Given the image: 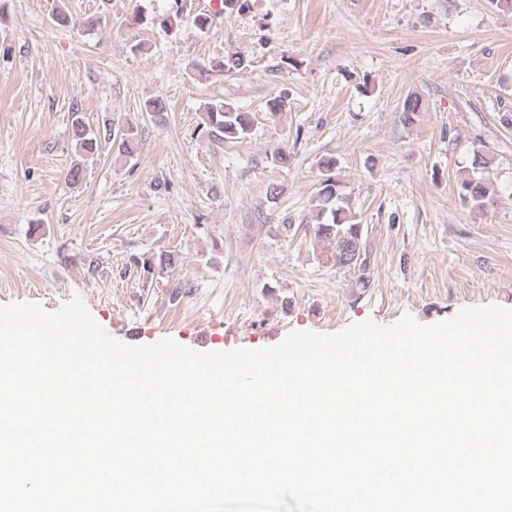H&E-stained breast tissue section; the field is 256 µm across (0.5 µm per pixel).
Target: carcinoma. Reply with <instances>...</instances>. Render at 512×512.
<instances>
[{
	"mask_svg": "<svg viewBox=\"0 0 512 512\" xmlns=\"http://www.w3.org/2000/svg\"><path fill=\"white\" fill-rule=\"evenodd\" d=\"M183 19L180 0H173L169 11L158 19L160 26L171 29ZM52 21L57 24L82 26L87 31L94 30L96 20L82 23L72 19L63 8L52 14ZM252 60L242 51L227 52L221 57L210 60L212 72H239L251 66ZM428 105L416 93H410L402 103L400 118L406 127L418 124ZM72 119V136L75 140L76 155L66 178L77 184L82 181L89 160L100 154L101 148L108 145L117 150L118 157L128 161L135 154L138 145L139 126L130 121L116 126L111 120L92 127L87 124L80 112H74ZM252 130V118L231 103L224 101L209 102L204 108V117L197 126L198 136L207 142H238L248 138ZM493 158L483 149L475 147L465 167V174L456 183L457 195L461 204L473 210L482 211L493 202L494 190L484 177L490 169ZM320 178L315 197V204L310 216L305 219L314 238L321 243L323 259L334 266L347 268L359 273V284L366 288L369 277L366 271L370 265L371 254L364 235L363 224L349 208V198L345 183L336 173V158L322 157L318 161Z\"/></svg>",
	"mask_w": 512,
	"mask_h": 512,
	"instance_id": "cac0c4a2",
	"label": "carcinoma"
}]
</instances>
